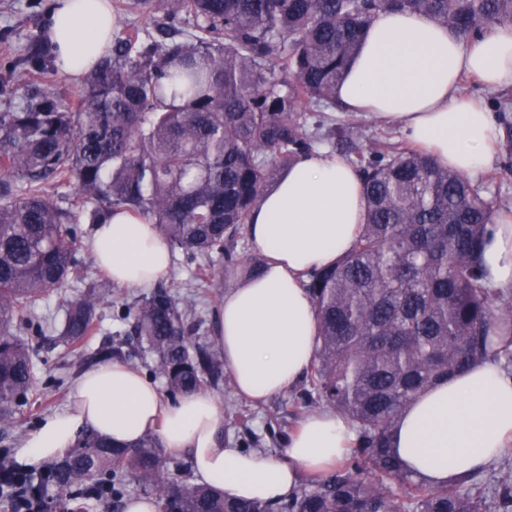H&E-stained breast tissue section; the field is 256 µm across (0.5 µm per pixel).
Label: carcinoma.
I'll return each mask as SVG.
<instances>
[{"label":"carcinoma","instance_id":"cac0c4a2","mask_svg":"<svg viewBox=\"0 0 512 512\" xmlns=\"http://www.w3.org/2000/svg\"><path fill=\"white\" fill-rule=\"evenodd\" d=\"M130 14L159 10L193 21L182 40L144 43L130 28L90 71L73 112L54 91L0 113V422L27 404L33 363L15 324L32 323L40 303L75 273V224H106L131 211L156 224L172 248L222 254L243 234L277 174L320 141L351 143L355 122L336 110V86L361 34L386 10L409 11L470 39L512 26V0H125ZM289 72L292 79L279 77ZM39 39L0 78L52 74ZM364 177L368 219L353 248L310 274L306 288L319 331L307 395L348 417L358 439L342 467L311 475L276 503L228 499L167 467L153 435L118 448L93 433L4 490L28 501L53 487L78 504L107 493L121 512L130 483L159 512H486L474 476L433 486L408 473L391 430L422 391L485 360L512 365V301L487 288L481 252L492 216L509 202L412 147L378 143L352 160ZM73 184L76 208L51 185ZM104 295L89 288L64 305L55 331L75 351L99 331ZM201 323L160 287L134 303L129 339L101 345L102 362L154 359L168 390L216 384L224 355L193 344ZM512 505V471L498 484Z\"/></svg>","mask_w":512,"mask_h":512}]
</instances>
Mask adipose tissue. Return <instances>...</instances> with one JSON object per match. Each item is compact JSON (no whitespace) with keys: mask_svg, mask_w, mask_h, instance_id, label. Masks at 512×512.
<instances>
[{"mask_svg":"<svg viewBox=\"0 0 512 512\" xmlns=\"http://www.w3.org/2000/svg\"><path fill=\"white\" fill-rule=\"evenodd\" d=\"M46 36L63 73L81 76L112 44L110 0H56ZM465 73L492 90L512 85V27L466 41L425 16L389 10L367 27L336 98L346 111L398 128L441 166L475 176L494 162L502 130L462 91ZM365 222L361 174L331 152L300 156L261 195L249 236L265 256L263 270L231 286L218 315L216 344L237 394L259 403L307 372L318 336L307 276L349 252ZM91 246L97 265L123 287L153 285L173 261L154 225L126 212L95 226ZM481 262L490 288L512 290V214L496 216ZM84 430L121 447L155 434L188 456L195 484L270 502L296 491L303 472L333 465L357 439L348 418L321 410L289 433L282 457L228 448L210 393L168 401L138 371L112 362L83 374L70 405L47 417L19 455L31 466L61 457ZM391 446L408 472L432 485L486 467L512 447V373L487 359L419 394Z\"/></svg>","mask_w":512,"mask_h":512,"instance_id":"1","label":"adipose tissue"}]
</instances>
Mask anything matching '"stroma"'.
Masks as SVG:
<instances>
[{
    "label": "stroma",
    "mask_w": 512,
    "mask_h": 512,
    "mask_svg": "<svg viewBox=\"0 0 512 512\" xmlns=\"http://www.w3.org/2000/svg\"><path fill=\"white\" fill-rule=\"evenodd\" d=\"M54 2L0 0V75L7 73L11 61L29 41L45 35ZM173 256V266L161 283L171 288L179 306L192 310L201 320L199 341L213 343L224 292L243 279L244 274L228 268L225 257L218 254L207 257L177 249ZM200 268L211 272L207 284L202 286L194 279L195 270ZM142 294L139 288L113 287L111 296L98 309V334L78 353L72 352L53 329L41 331L34 326H22L21 335L35 353L34 384L17 419L8 425L0 424V450L16 453L48 416L67 406L76 382L75 376L68 372L69 367L79 363L87 371L95 368L99 345L129 328L128 321L121 318L123 305L133 303ZM300 393V388L296 387L255 404L225 387L215 388L214 395L223 411L225 446L242 448L251 441L256 451L281 455L287 432L297 425L292 413Z\"/></svg>",
    "instance_id": "35a3bbf8"
}]
</instances>
